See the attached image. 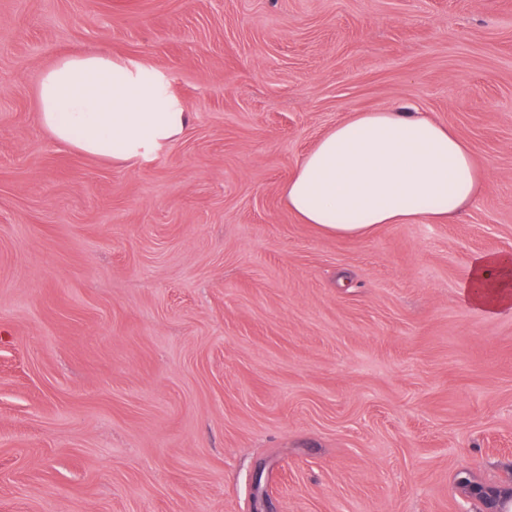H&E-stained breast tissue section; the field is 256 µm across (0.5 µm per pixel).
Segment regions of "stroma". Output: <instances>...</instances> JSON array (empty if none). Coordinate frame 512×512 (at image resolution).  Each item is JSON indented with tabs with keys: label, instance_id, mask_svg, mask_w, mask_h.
Listing matches in <instances>:
<instances>
[{
	"label": "stroma",
	"instance_id": "35a3bbf8",
	"mask_svg": "<svg viewBox=\"0 0 512 512\" xmlns=\"http://www.w3.org/2000/svg\"><path fill=\"white\" fill-rule=\"evenodd\" d=\"M111 52L191 120L148 160L59 145L43 72ZM448 125L452 221L362 238L284 187L355 112ZM512 0H0V512H483L512 487ZM462 294L468 303L491 315L512 311V256L476 255ZM461 487L469 496L476 498L484 503L488 512H506L503 510L505 501L510 500L512 504L511 491H502L493 487H486L475 484L467 479L461 480Z\"/></svg>",
	"mask_w": 512,
	"mask_h": 512
}]
</instances>
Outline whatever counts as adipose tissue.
I'll list each match as a JSON object with an SVG mask.
<instances>
[{"label":"adipose tissue","mask_w":512,"mask_h":512,"mask_svg":"<svg viewBox=\"0 0 512 512\" xmlns=\"http://www.w3.org/2000/svg\"><path fill=\"white\" fill-rule=\"evenodd\" d=\"M39 122L61 145L116 160L148 159L188 120L161 75L106 53L61 58L39 86ZM481 172L457 135L423 113L356 112L298 163L285 189L305 224L363 237L381 224L448 220L475 198ZM471 305L512 311V256L476 255Z\"/></svg>","instance_id":"obj_1"}]
</instances>
